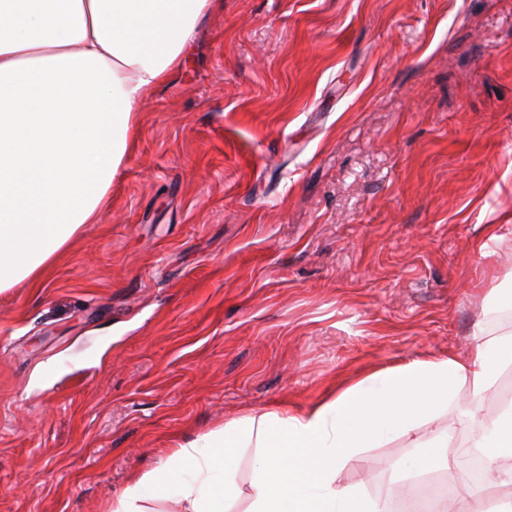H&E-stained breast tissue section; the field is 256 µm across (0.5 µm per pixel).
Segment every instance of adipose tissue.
Returning <instances> with one entry per match:
<instances>
[{"mask_svg":"<svg viewBox=\"0 0 512 512\" xmlns=\"http://www.w3.org/2000/svg\"><path fill=\"white\" fill-rule=\"evenodd\" d=\"M215 0H0V293L44 270L109 208L133 151L138 103L177 67ZM470 355L412 357L365 373L307 406H277L177 443L133 476L111 512H150L175 495L182 512H388L338 483L364 449L415 437L400 470L455 477L447 435L431 425L459 392H496L512 336L475 327ZM472 447L512 480V401ZM252 449L249 494L230 473Z\"/></svg>","mask_w":512,"mask_h":512,"instance_id":"obj_1","label":"adipose tissue"}]
</instances>
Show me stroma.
<instances>
[{"mask_svg": "<svg viewBox=\"0 0 512 512\" xmlns=\"http://www.w3.org/2000/svg\"><path fill=\"white\" fill-rule=\"evenodd\" d=\"M100 223L0 294V512H109L175 440L512 332V0H222ZM442 416L466 461L496 416ZM411 440L339 474L401 503Z\"/></svg>", "mask_w": 512, "mask_h": 512, "instance_id": "1", "label": "stroma"}]
</instances>
